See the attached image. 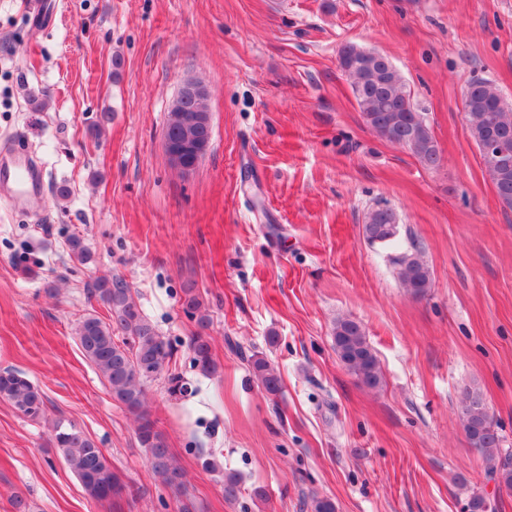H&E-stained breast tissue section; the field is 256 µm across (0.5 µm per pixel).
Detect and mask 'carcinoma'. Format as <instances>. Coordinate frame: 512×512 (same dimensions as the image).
<instances>
[{
	"label": "carcinoma",
	"instance_id": "1",
	"mask_svg": "<svg viewBox=\"0 0 512 512\" xmlns=\"http://www.w3.org/2000/svg\"><path fill=\"white\" fill-rule=\"evenodd\" d=\"M339 68L348 78L352 93L367 126L381 140L409 150L427 168L440 165L442 156L424 114L417 111L406 90L403 77L384 54L363 55L359 46L343 44L338 52ZM208 97H186L168 112L165 131L172 140L186 136L200 142L212 138ZM465 117L485 171L498 200L512 208V155L495 158L484 154L492 137L512 142V107L491 81L476 79L464 95ZM398 223L395 211L387 206L370 210L363 224L366 240L385 238ZM71 257L82 263L91 255L79 237L69 241ZM400 285L419 296L431 287V273L421 253L404 252L393 259ZM90 297L100 303L107 316L89 313L81 317L75 333L84 357L105 379L112 399L134 416L141 447L148 451V467L176 498L178 512H196L179 465L166 437L157 429L147 410L146 382L170 368L174 351L137 304L130 282L122 275L98 278ZM184 312L195 320L197 332L190 348L193 364L204 376L218 373L210 336L206 334L208 309L193 288L184 290ZM334 346L340 361L368 389L381 387L379 360L367 341L362 325L352 319L336 321ZM250 366L258 386L272 400L283 391L280 372L264 356L255 355ZM0 399L31 420L47 418L42 390L25 373L15 369L0 371ZM457 406L466 410V433L472 447L485 462L487 475L500 489L512 490V450L501 447L482 393L466 388ZM51 447L77 477L85 494L97 502H116L124 490L120 476L105 450L79 427L60 420L53 422Z\"/></svg>",
	"mask_w": 512,
	"mask_h": 512
}]
</instances>
